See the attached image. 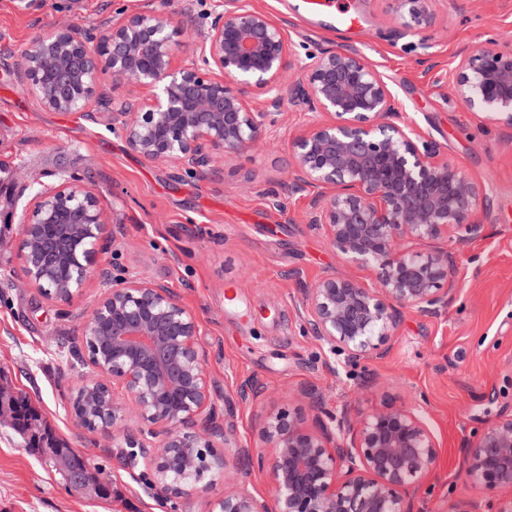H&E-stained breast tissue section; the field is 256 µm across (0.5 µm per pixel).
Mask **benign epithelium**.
I'll return each instance as SVG.
<instances>
[{"label": "benign epithelium", "mask_w": 512, "mask_h": 512, "mask_svg": "<svg viewBox=\"0 0 512 512\" xmlns=\"http://www.w3.org/2000/svg\"><path fill=\"white\" fill-rule=\"evenodd\" d=\"M404 29L430 23L425 0H397ZM174 30L161 13L140 10L112 23L88 47L68 25L24 52L20 78L45 108L85 110L109 80L112 124L149 160L203 171L256 145L285 104L325 119L292 140L288 189L311 195L309 224L346 261L372 271L376 287L336 276L301 290L306 332L351 361L380 350L401 310L436 315L455 287L456 251L483 232L475 220L480 188L402 121L383 77L364 59L311 54L289 81L291 51L263 12L224 0L191 59H174ZM264 96L257 104L246 95ZM472 110L512 125V44L460 56L452 86ZM108 219L86 188L61 184L36 194L23 215L17 255L22 277L69 303L103 277L96 264ZM197 318L165 284L131 277L100 295L73 350L99 374L69 399L89 433L112 432V459L159 505L216 481L224 496L210 512H416L413 491L435 471L438 444L418 404L385 402L325 422L322 396L300 395L313 412L262 410L237 456L264 473L273 503L239 486L215 420L208 354ZM266 392L259 380L238 387L243 402ZM465 483L493 512H512V410L469 442Z\"/></svg>", "instance_id": "1"}]
</instances>
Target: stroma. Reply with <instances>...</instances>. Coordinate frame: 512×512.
<instances>
[{"instance_id": "1", "label": "stroma", "mask_w": 512, "mask_h": 512, "mask_svg": "<svg viewBox=\"0 0 512 512\" xmlns=\"http://www.w3.org/2000/svg\"><path fill=\"white\" fill-rule=\"evenodd\" d=\"M286 33L298 61L322 50L352 54L383 76L405 120L448 155L480 188L482 237L461 247L458 289L445 313L407 309L395 336L355 362L304 333L295 305L302 284L328 275L369 281L368 271L338 259L310 226V199L289 193L293 137L319 121L300 105L283 109L258 145L203 172L149 161L112 126L107 107L52 112L28 95L18 69L40 34L73 25L99 38L133 9L167 16L178 59L190 58L224 0H0V183L24 173L18 212L35 193L64 182L91 190L120 230L100 244L97 262L114 277L139 276L171 288L197 317L199 341L218 423L239 439L252 429L254 407L241 404L240 381L266 386L261 402L276 409L289 391L316 388L323 409L340 415L370 408L378 396L412 399L426 411L438 448L437 468L415 493L418 512H448L465 497V446L512 403V126L461 105L452 93L459 54L512 43V0H431V24L406 31L396 0H355L365 32L337 34L304 23L291 0H244ZM279 205H272V198ZM0 195V389L26 397L91 469L112 472V437L76 426L72 388L93 376L67 353L104 287L92 279L68 303L16 279L20 226ZM299 269L301 281L288 278ZM373 383L374 392L362 386ZM0 512H166L122 480L105 496L64 481L0 422Z\"/></svg>"}]
</instances>
